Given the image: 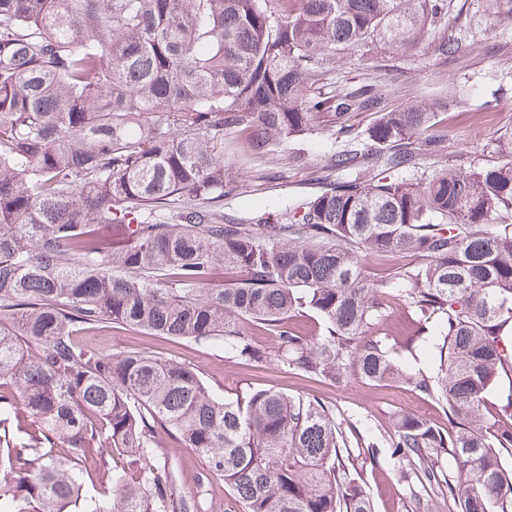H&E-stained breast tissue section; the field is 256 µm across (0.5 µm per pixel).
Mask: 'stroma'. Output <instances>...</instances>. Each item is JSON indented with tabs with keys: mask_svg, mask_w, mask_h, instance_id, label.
I'll return each mask as SVG.
<instances>
[{
	"mask_svg": "<svg viewBox=\"0 0 512 512\" xmlns=\"http://www.w3.org/2000/svg\"><path fill=\"white\" fill-rule=\"evenodd\" d=\"M448 29L466 45L465 55L441 58L421 47L389 53L375 46L356 47L336 57L334 68L312 88L333 96L368 84L385 92L384 108L394 109L414 99H450L435 127L464 161L485 158L501 131L512 128V22L486 28L478 25L480 0H447ZM333 138L323 126L298 143H286L257 154L236 132L224 133V161L237 173L240 198L225 201L224 214L252 218L267 213L279 218L295 195L314 190L312 159L326 153ZM304 161H296V154ZM413 310L389 300L370 335L383 340L389 355L407 372H432L439 364L441 338L436 326L417 331ZM89 348L120 355L138 350L186 364L198 371L210 391L232 401L246 392L273 388L293 397L318 399L333 407L350 441H373V457L358 467L357 481L367 491L374 512H454L441 494H425L419 484L401 479L385 446L398 415L413 413L440 430L448 428V405L406 383L375 384L356 373L333 383L296 371L273 359L245 362L223 345L158 336L150 331L105 323L85 331ZM159 459L173 464L177 491L193 512H242L234 491L212 474L192 449L166 441Z\"/></svg>",
	"mask_w": 512,
	"mask_h": 512,
	"instance_id": "1",
	"label": "stroma"
}]
</instances>
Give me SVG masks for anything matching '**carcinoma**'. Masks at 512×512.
I'll return each mask as SVG.
<instances>
[{
    "instance_id": "carcinoma-1",
    "label": "carcinoma",
    "mask_w": 512,
    "mask_h": 512,
    "mask_svg": "<svg viewBox=\"0 0 512 512\" xmlns=\"http://www.w3.org/2000/svg\"><path fill=\"white\" fill-rule=\"evenodd\" d=\"M483 16L512 21V0H483ZM439 26L447 0H0V387L16 389L0 394V425L40 422L3 433L0 512H190L154 454L165 435L207 459L244 512H373L332 407L273 389L224 401L191 367L75 340L107 322L261 360L243 319L275 330L277 360L303 373L407 380L447 401L446 432L397 422L386 447L402 478L457 512H512V390L501 415L480 414L512 372V131L468 164L431 133L443 102L386 110L375 85L307 94L319 62L349 47L462 52L431 38ZM317 122L336 149L287 222L205 207L154 219L176 195L237 196L224 131L261 153ZM445 151L448 166H428ZM390 296L439 325L436 371L405 374L366 335ZM302 308L324 336L288 328ZM89 461L112 488L85 487Z\"/></svg>"
}]
</instances>
